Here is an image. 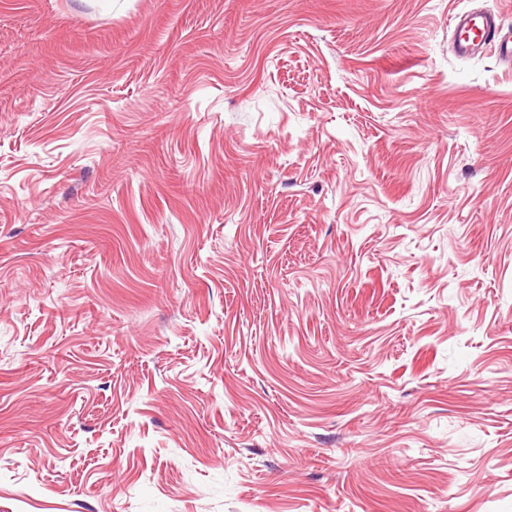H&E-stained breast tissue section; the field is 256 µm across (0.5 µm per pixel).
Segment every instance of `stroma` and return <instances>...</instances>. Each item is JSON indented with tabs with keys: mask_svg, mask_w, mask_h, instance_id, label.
<instances>
[{
	"mask_svg": "<svg viewBox=\"0 0 512 512\" xmlns=\"http://www.w3.org/2000/svg\"><path fill=\"white\" fill-rule=\"evenodd\" d=\"M512 0H0V512H512ZM450 24L453 27V45L457 56H475L489 42H494L500 60L512 65V29L497 24L493 16L464 11L455 14Z\"/></svg>",
	"mask_w": 512,
	"mask_h": 512,
	"instance_id": "1",
	"label": "stroma"
}]
</instances>
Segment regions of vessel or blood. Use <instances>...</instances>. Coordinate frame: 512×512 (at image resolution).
<instances>
[{
  "mask_svg": "<svg viewBox=\"0 0 512 512\" xmlns=\"http://www.w3.org/2000/svg\"><path fill=\"white\" fill-rule=\"evenodd\" d=\"M452 27L457 56H475L492 42L497 46L500 60L512 65V29L497 24L493 16L465 11L455 14Z\"/></svg>",
  "mask_w": 512,
  "mask_h": 512,
  "instance_id": "obj_1",
  "label": "vessel or blood"
}]
</instances>
